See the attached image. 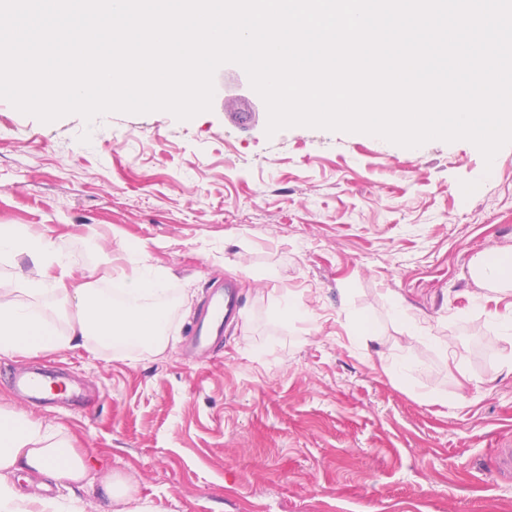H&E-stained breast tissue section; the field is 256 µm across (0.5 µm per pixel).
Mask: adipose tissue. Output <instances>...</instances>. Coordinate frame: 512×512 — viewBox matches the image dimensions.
<instances>
[{
    "mask_svg": "<svg viewBox=\"0 0 512 512\" xmlns=\"http://www.w3.org/2000/svg\"><path fill=\"white\" fill-rule=\"evenodd\" d=\"M0 258L21 263L15 287L0 289V356L33 358L88 341L119 355L169 348L173 290L149 262L116 273L115 297L75 278L65 245L28 226L0 224ZM87 471L60 426L0 407V512H83L73 498L23 494L14 478L30 472L80 486Z\"/></svg>",
    "mask_w": 512,
    "mask_h": 512,
    "instance_id": "obj_1",
    "label": "adipose tissue"
}]
</instances>
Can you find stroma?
<instances>
[{
  "instance_id": "stroma-1",
  "label": "stroma",
  "mask_w": 512,
  "mask_h": 512,
  "mask_svg": "<svg viewBox=\"0 0 512 512\" xmlns=\"http://www.w3.org/2000/svg\"><path fill=\"white\" fill-rule=\"evenodd\" d=\"M214 87L211 111L188 121L46 124L0 99V224L66 240L77 277L111 258L135 268L146 246L187 296L161 356L90 344L0 357V406L60 425L91 460L83 487L51 494L112 512L102 486L118 475L159 512H512V478L495 469L512 448V338L486 321L512 310V293L474 278L480 255L512 249V145L488 164L463 140L270 136L240 66H220ZM235 110L250 114L245 129ZM225 279L238 323L189 350L202 300ZM287 290L317 323L277 319ZM362 321L371 335H357ZM413 344L422 362L405 387L391 363ZM35 368L86 395L25 406L10 377Z\"/></svg>"
}]
</instances>
